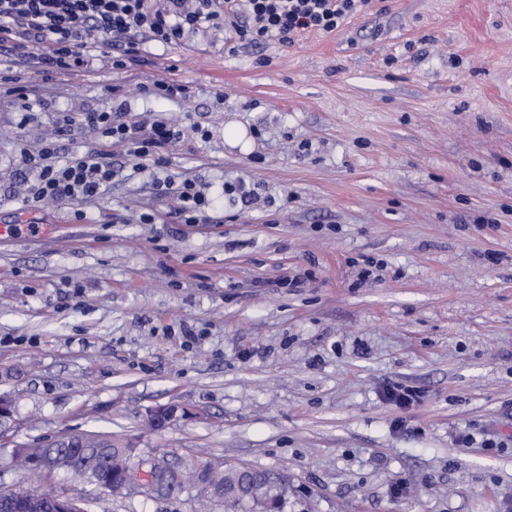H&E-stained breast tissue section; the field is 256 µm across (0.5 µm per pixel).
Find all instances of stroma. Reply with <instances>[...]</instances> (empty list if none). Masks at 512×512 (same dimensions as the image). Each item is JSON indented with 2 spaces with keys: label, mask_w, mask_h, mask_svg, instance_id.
Returning a JSON list of instances; mask_svg holds the SVG:
<instances>
[{
  "label": "stroma",
  "mask_w": 512,
  "mask_h": 512,
  "mask_svg": "<svg viewBox=\"0 0 512 512\" xmlns=\"http://www.w3.org/2000/svg\"><path fill=\"white\" fill-rule=\"evenodd\" d=\"M145 48L143 76L189 96L137 93L103 54L40 81L29 127L0 100V487L30 482L16 446L80 431L282 474L283 512H512V0H374L288 48L228 53L213 30ZM115 85L136 119L186 126L162 167L60 132ZM50 137L110 151L101 195L25 206L20 152ZM166 176L205 187L206 223H174ZM389 384L419 401L384 402ZM166 404L178 418L151 430ZM78 493L90 512L199 509L192 486ZM135 89L142 93L159 98L186 97L190 88L171 77H150L135 84Z\"/></svg>",
  "instance_id": "1"
}]
</instances>
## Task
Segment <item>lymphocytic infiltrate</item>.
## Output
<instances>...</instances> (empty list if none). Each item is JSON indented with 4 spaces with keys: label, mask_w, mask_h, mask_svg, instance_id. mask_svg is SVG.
<instances>
[{
    "label": "lymphocytic infiltrate",
    "mask_w": 512,
    "mask_h": 512,
    "mask_svg": "<svg viewBox=\"0 0 512 512\" xmlns=\"http://www.w3.org/2000/svg\"><path fill=\"white\" fill-rule=\"evenodd\" d=\"M372 0H0V97L29 101L35 77H70L87 70L99 49L113 69L132 72L145 65L144 43L172 44L189 39L203 26L225 32L228 51L237 46L277 42L295 44L315 31L336 32L345 20L369 9ZM122 87H113L100 111L65 116L66 128L95 129L113 143L127 145L130 156L163 164L162 152L180 141L182 128L166 119L149 123L125 119ZM35 170L32 203L81 202L111 182L107 157L73 155L59 159L53 142L38 153L22 152ZM161 195L174 197L172 215L180 224H199L210 201L190 179L156 180Z\"/></svg>",
    "instance_id": "f902f5d3"
}]
</instances>
